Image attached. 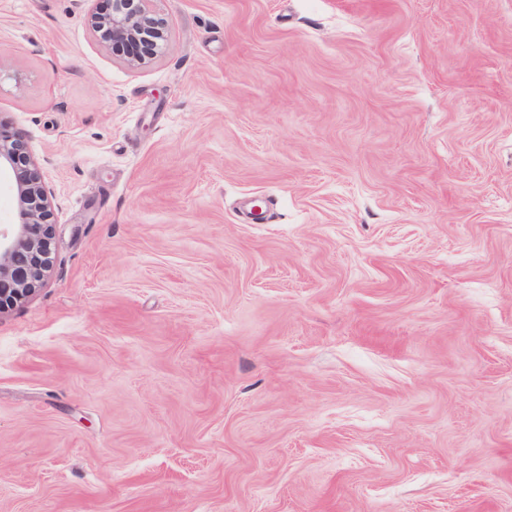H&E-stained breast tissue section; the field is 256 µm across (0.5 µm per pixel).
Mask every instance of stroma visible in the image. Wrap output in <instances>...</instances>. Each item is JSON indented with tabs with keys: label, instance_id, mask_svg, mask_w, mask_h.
<instances>
[{
	"label": "stroma",
	"instance_id": "1",
	"mask_svg": "<svg viewBox=\"0 0 512 512\" xmlns=\"http://www.w3.org/2000/svg\"><path fill=\"white\" fill-rule=\"evenodd\" d=\"M98 6L0 0V512H512V0ZM156 0H108L91 13L88 24L102 43L127 64L140 66L162 53L167 31L153 8ZM16 172L14 194L21 221L0 225V313L29 298L50 268L53 212L36 159L13 131L0 126V169Z\"/></svg>",
	"mask_w": 512,
	"mask_h": 512
}]
</instances>
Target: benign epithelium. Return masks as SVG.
<instances>
[{
  "mask_svg": "<svg viewBox=\"0 0 512 512\" xmlns=\"http://www.w3.org/2000/svg\"><path fill=\"white\" fill-rule=\"evenodd\" d=\"M155 0H108L88 24L102 43L127 64L140 66L162 53L167 31ZM17 174L14 194L21 221L0 225V313L29 298L50 268L53 212L36 159L13 131L0 126V169Z\"/></svg>",
  "mask_w": 512,
  "mask_h": 512,
  "instance_id": "1",
  "label": "benign epithelium"
}]
</instances>
